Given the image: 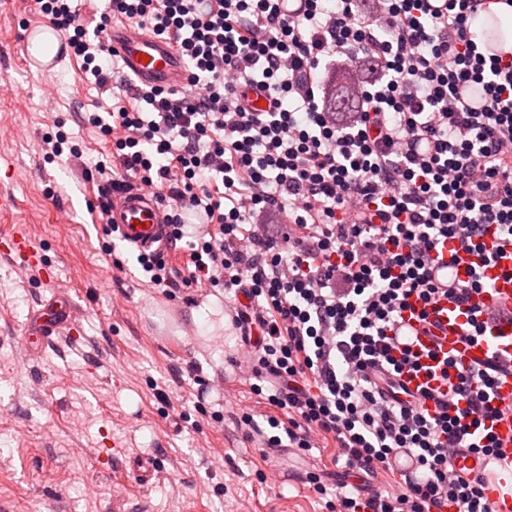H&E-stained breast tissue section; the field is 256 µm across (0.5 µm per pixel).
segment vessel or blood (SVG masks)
<instances>
[{
    "label": "vessel or blood",
    "mask_w": 512,
    "mask_h": 512,
    "mask_svg": "<svg viewBox=\"0 0 512 512\" xmlns=\"http://www.w3.org/2000/svg\"><path fill=\"white\" fill-rule=\"evenodd\" d=\"M109 38L123 70L136 85L164 89L187 85V67L173 42L127 22L112 26ZM107 219L122 241L141 251L162 248L169 234L163 205L154 195L135 188L112 196ZM0 254L17 258L42 275L50 273L40 250L22 230L0 234ZM472 267L471 258L442 249L433 267L434 282L443 289L456 287L469 279ZM480 273L489 286L485 292L473 295L469 306L502 311L501 319L485 324L480 336L467 338L470 325L464 309L443 296L427 320H420L411 310L402 313L391 332L395 346L434 355L439 361L451 359L461 371L477 363L512 359V250L496 254L494 262L481 267ZM75 323L73 312L58 300L32 311L27 323L29 350L42 348L52 336L72 330ZM397 382L407 401L422 397L425 391L445 387L438 367L429 372L403 370ZM492 404L498 412L486 425L498 442L500 457L466 452L454 459L453 466L483 475L494 512H512V467L504 462L512 455V370L498 375ZM422 406L429 413L437 411L434 400L423 399Z\"/></svg>",
    "instance_id": "b4317fda"
}]
</instances>
